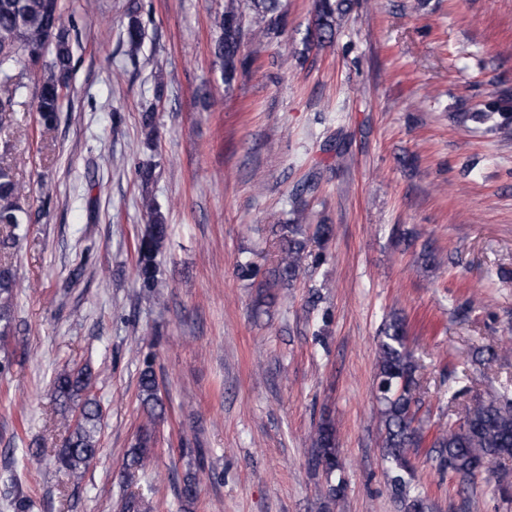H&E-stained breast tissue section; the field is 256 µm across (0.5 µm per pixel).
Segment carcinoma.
Segmentation results:
<instances>
[{
    "label": "carcinoma",
    "mask_w": 512,
    "mask_h": 512,
    "mask_svg": "<svg viewBox=\"0 0 512 512\" xmlns=\"http://www.w3.org/2000/svg\"><path fill=\"white\" fill-rule=\"evenodd\" d=\"M254 22L268 30H278L282 21L280 0H247ZM348 10V0H320L314 30L310 36L317 42H330L336 25ZM221 36L215 41L213 54L224 69V81L250 66L262 52L258 44L247 55L241 54L243 42L241 0H227L219 22ZM144 28L138 17L129 16L126 46L129 56L138 55L144 40ZM23 46L35 51L39 58L51 56L44 64L34 97L40 122L47 128L54 125L62 111L65 96L60 87L68 83L72 49L68 33L61 24L59 0H0V113L12 112L27 103V86L15 74L16 51ZM24 186L15 179L10 166L0 162V224L9 227V234L0 240V249L15 247L22 237L25 210L22 206ZM142 208L150 219V232L137 248V277L141 295L151 297L157 281L155 258L168 236V224L153 198H142ZM309 212L300 204L293 218L277 225L280 256L274 270V281L291 283L302 271L307 248ZM16 295V275L10 265L0 264V341L11 332ZM419 364L408 348L405 323L399 316L385 323L377 343L375 395L377 418L383 430L381 448L387 463L386 477L392 494L402 512H426L428 504L422 492L413 486L412 454L429 444L441 465L459 474L462 479L482 474L497 476L503 461L512 458V395L509 391L482 399L478 396L463 405L456 417L430 426L417 417L423 394L417 379ZM89 374L62 368L52 384L63 419L77 409L80 420L65 439L57 454V465L79 478L93 463L98 452L100 408L96 400H79L86 390ZM139 401L147 415L135 446L128 450L125 479L149 468L152 459L151 426L162 419L165 406L153 363L144 360L139 377ZM311 464L327 476L324 496L337 500L344 494V481L333 479L343 464L337 451L336 429L328 421L320 422L311 434Z\"/></svg>",
    "instance_id": "cac0c4a2"
}]
</instances>
